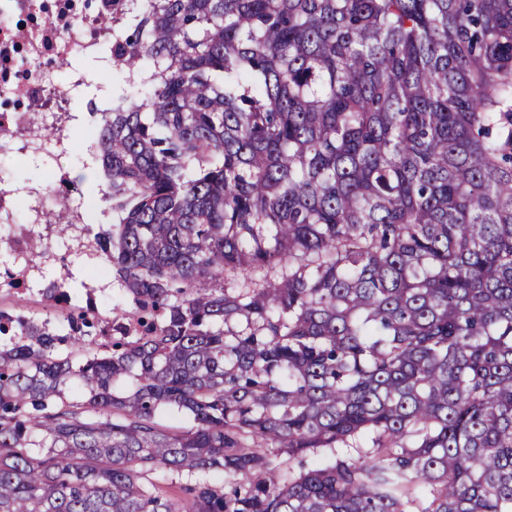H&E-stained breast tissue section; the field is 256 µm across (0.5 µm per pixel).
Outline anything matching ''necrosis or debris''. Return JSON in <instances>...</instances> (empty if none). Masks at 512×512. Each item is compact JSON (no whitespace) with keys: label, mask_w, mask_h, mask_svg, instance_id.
Here are the masks:
<instances>
[{"label":"necrosis or debris","mask_w":512,"mask_h":512,"mask_svg":"<svg viewBox=\"0 0 512 512\" xmlns=\"http://www.w3.org/2000/svg\"><path fill=\"white\" fill-rule=\"evenodd\" d=\"M112 17V0H0V153L20 159L42 153L53 159L44 186L27 191V208L34 224L50 223L39 201L69 182L56 159L68 149L70 128H89L68 102L70 91L86 86L84 72H73L58 86L52 61L72 55L94 59L111 54L112 32L102 20ZM38 124L52 126L50 143H33L27 131Z\"/></svg>","instance_id":"obj_1"}]
</instances>
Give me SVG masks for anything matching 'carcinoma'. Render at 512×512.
<instances>
[{
  "label": "carcinoma",
  "instance_id": "cac0c4a2",
  "mask_svg": "<svg viewBox=\"0 0 512 512\" xmlns=\"http://www.w3.org/2000/svg\"><path fill=\"white\" fill-rule=\"evenodd\" d=\"M108 26L94 241L136 327L75 367L97 319L0 310V512H512V0H112ZM327 455V450L325 448H318L314 453L310 452L306 456L288 459L287 454H282L278 456V461L281 462V467L284 469L286 474L288 475V471L294 475L298 476L301 472L307 471L308 469L315 466L318 462V459H321Z\"/></svg>",
  "mask_w": 512,
  "mask_h": 512
}]
</instances>
